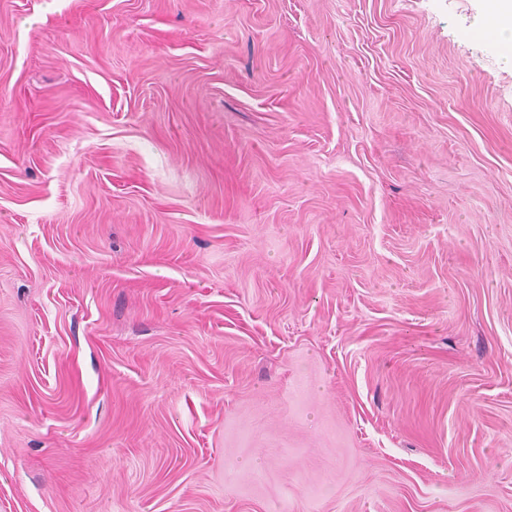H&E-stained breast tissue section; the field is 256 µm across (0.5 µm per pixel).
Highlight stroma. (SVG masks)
<instances>
[{
    "label": "stroma",
    "mask_w": 512,
    "mask_h": 512,
    "mask_svg": "<svg viewBox=\"0 0 512 512\" xmlns=\"http://www.w3.org/2000/svg\"><path fill=\"white\" fill-rule=\"evenodd\" d=\"M511 41L0 0V512H512Z\"/></svg>",
    "instance_id": "obj_1"
}]
</instances>
